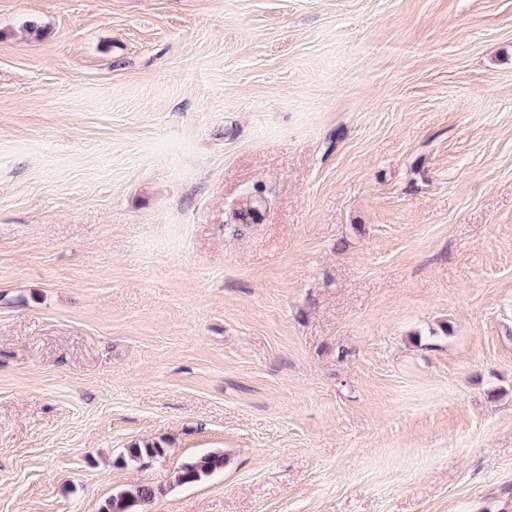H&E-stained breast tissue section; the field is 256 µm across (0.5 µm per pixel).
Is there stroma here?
I'll use <instances>...</instances> for the list:
<instances>
[{
    "instance_id": "stroma-1",
    "label": "stroma",
    "mask_w": 512,
    "mask_h": 512,
    "mask_svg": "<svg viewBox=\"0 0 512 512\" xmlns=\"http://www.w3.org/2000/svg\"><path fill=\"white\" fill-rule=\"evenodd\" d=\"M143 484L512 512V0H0V512ZM265 204V199L261 189H255L254 193L246 196L240 203V207L235 212L236 219L241 226L248 227L251 224L250 216L253 215L261 206ZM165 447L157 441L132 442L126 449L122 461L135 462L144 458H157L165 455ZM224 469L223 452H207L186 459L172 476V485H189Z\"/></svg>"
}]
</instances>
